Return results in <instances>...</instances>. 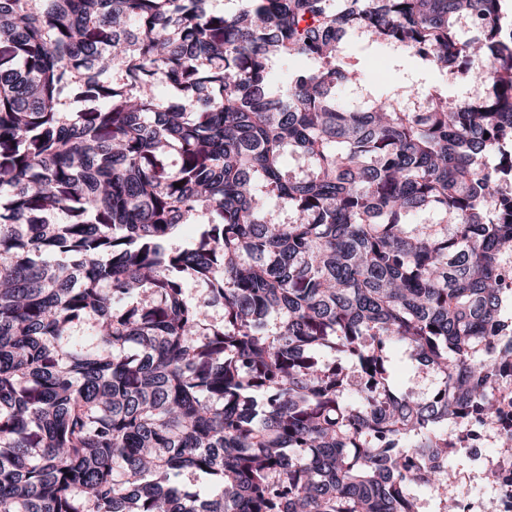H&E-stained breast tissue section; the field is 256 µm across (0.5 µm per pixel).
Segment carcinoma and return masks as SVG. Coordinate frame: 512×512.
Wrapping results in <instances>:
<instances>
[{
	"label": "carcinoma",
	"mask_w": 512,
	"mask_h": 512,
	"mask_svg": "<svg viewBox=\"0 0 512 512\" xmlns=\"http://www.w3.org/2000/svg\"><path fill=\"white\" fill-rule=\"evenodd\" d=\"M206 2L0 0V512H460L512 456L503 0ZM352 30L488 92L346 110ZM390 371L394 385L403 392L412 391L420 399H428L433 395L436 388L433 376L426 374L418 364L411 361L402 348L393 351Z\"/></svg>",
	"instance_id": "cac0c4a2"
}]
</instances>
